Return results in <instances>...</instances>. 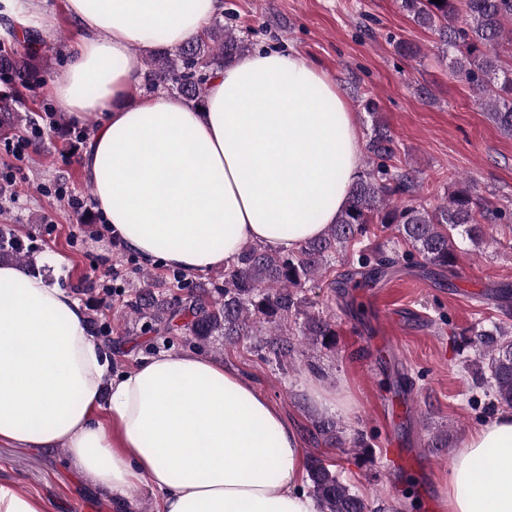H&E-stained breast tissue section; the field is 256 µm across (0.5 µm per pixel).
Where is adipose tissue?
<instances>
[{"label":"adipose tissue","mask_w":512,"mask_h":512,"mask_svg":"<svg viewBox=\"0 0 512 512\" xmlns=\"http://www.w3.org/2000/svg\"><path fill=\"white\" fill-rule=\"evenodd\" d=\"M67 4L82 35L53 96L72 118L99 120L82 167L129 252L202 274L253 243L297 251L334 224L359 169V134L323 73L299 54L257 50L209 81L203 108L166 93L134 103L141 50L202 34L224 0ZM85 321L66 289L0 264V442L64 447L114 512H127L140 483L157 512H318L296 429L238 374L179 351L111 376ZM446 508L512 512V411L465 437Z\"/></svg>","instance_id":"1"}]
</instances>
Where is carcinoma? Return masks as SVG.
Instances as JSON below:
<instances>
[{
  "label": "carcinoma",
  "instance_id": "cac0c4a2",
  "mask_svg": "<svg viewBox=\"0 0 512 512\" xmlns=\"http://www.w3.org/2000/svg\"><path fill=\"white\" fill-rule=\"evenodd\" d=\"M399 8L420 28L430 31L437 48L448 58L452 73L482 94L491 120L512 136V0H397ZM221 20L202 37L179 47L155 49L145 59L140 89L151 93L168 88L180 97L204 106L206 88L224 64L250 49V40ZM23 54L0 53V135L28 122L17 105L18 87L39 72L43 58L40 36L26 32ZM364 110L371 119L367 152L372 167L358 172L349 189L348 202L320 238L289 253L262 245L245 247L224 268L223 280L188 286L187 301L173 303L153 288L135 292L130 308L139 320L160 336L183 329L199 346L215 336L235 341L252 337L275 356L286 357L298 349L300 335L327 350L336 348V324L320 313L305 310L301 295L306 284L323 270L327 258L346 254L363 238L394 229L403 251L387 253L381 246L359 249L352 264L371 274L384 275L400 264L431 266L451 272L456 264L454 234L473 242L486 238L487 223L502 213L484 198L476 184L458 187L444 202L430 209L419 199L421 184L416 172L393 163L396 147L389 127L381 120L378 103L367 98ZM24 271L38 269L37 251L8 224L0 225V263ZM476 350L473 375L488 398L485 409L512 408V331L495 323L461 337L459 349ZM309 494L319 512H367L365 500L352 491L339 472L312 457L306 463Z\"/></svg>",
  "mask_w": 512,
  "mask_h": 512
}]
</instances>
